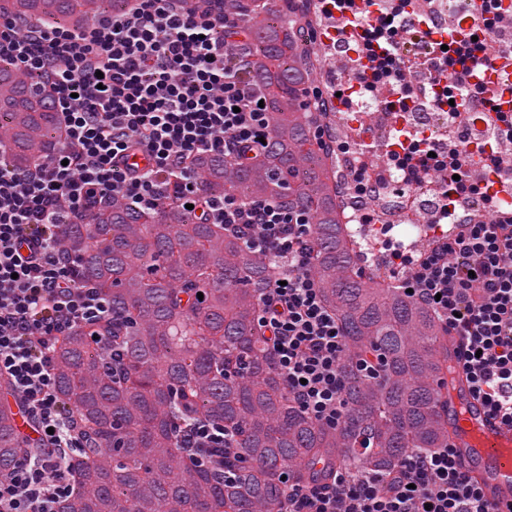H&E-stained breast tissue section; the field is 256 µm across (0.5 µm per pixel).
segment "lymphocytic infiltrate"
<instances>
[{
    "label": "lymphocytic infiltrate",
    "mask_w": 512,
    "mask_h": 512,
    "mask_svg": "<svg viewBox=\"0 0 512 512\" xmlns=\"http://www.w3.org/2000/svg\"><path fill=\"white\" fill-rule=\"evenodd\" d=\"M128 11L79 28L24 27L0 21V61L38 75L55 94L65 137L59 150L24 172L0 160V378L34 424L37 445L0 472V512H55L70 497L67 465L81 444L73 416L55 389L51 347L73 327L111 318L96 288L76 286L61 225L119 196L153 209L177 183L182 204L223 225L277 270L261 290L260 325L288 393L315 422L333 427L345 413L344 334L309 273V217L301 207L255 198L200 202L191 163L206 154L234 160L257 155L269 135L265 108L247 81L250 47L238 15L195 0H131ZM325 13L365 23L359 45L367 61L361 92L395 84L404 70L427 74L423 92L442 103L449 89L469 90L485 78L486 56L469 41L457 48L459 68L428 55L398 57L386 16L370 18L363 0H320ZM453 128L440 146L404 132L394 157L409 191L442 185L437 223L454 237H433L418 258L393 251L404 288L459 338L456 360L474 393L512 427V218L471 224L459 216L468 192L470 156ZM146 155L140 166L137 155ZM186 460L202 464L213 449L234 458L222 429L199 419L181 430ZM284 512H493L450 447L410 451L388 475L337 471L332 481L289 486Z\"/></svg>",
    "instance_id": "f902f5d3"
}]
</instances>
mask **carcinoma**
Instances as JSON below:
<instances>
[{"mask_svg": "<svg viewBox=\"0 0 512 512\" xmlns=\"http://www.w3.org/2000/svg\"><path fill=\"white\" fill-rule=\"evenodd\" d=\"M128 7L0 0V18L76 28ZM224 11L242 12L251 36L248 77L266 104L269 143L241 166L202 155L192 168L208 197L263 196L310 215L309 271L344 332L347 410L329 428L292 403L258 323L269 257L173 197L145 210L98 204L62 227L77 285L110 301L112 321L78 326L53 346L58 397L83 444L71 459L78 489L58 512H280L291 483L322 482L339 467L384 475L412 449L448 444V333L402 288L360 269L365 248L336 209V157L321 137L328 112L306 100L320 78L303 41L315 15L277 0H224ZM60 142L49 88L0 63V148L10 164L25 171ZM368 356L381 361L375 377L356 368ZM197 418L240 449L224 461L231 476L185 463L179 431ZM29 445L0 409V471Z\"/></svg>", "mask_w": 512, "mask_h": 512, "instance_id": "obj_1", "label": "carcinoma"}]
</instances>
